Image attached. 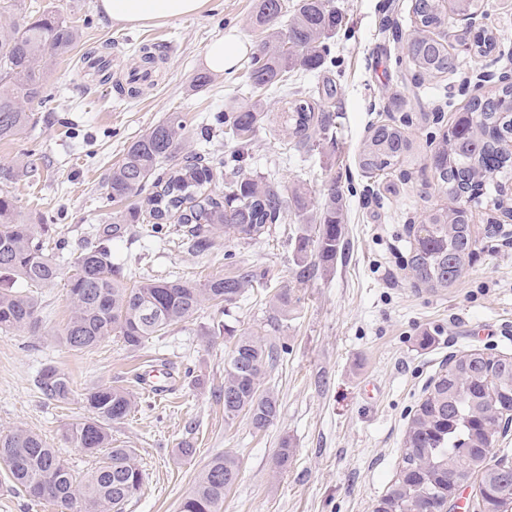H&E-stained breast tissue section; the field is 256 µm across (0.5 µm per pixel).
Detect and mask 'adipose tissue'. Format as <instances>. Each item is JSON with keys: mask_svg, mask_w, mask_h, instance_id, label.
Listing matches in <instances>:
<instances>
[{"mask_svg": "<svg viewBox=\"0 0 512 512\" xmlns=\"http://www.w3.org/2000/svg\"><path fill=\"white\" fill-rule=\"evenodd\" d=\"M209 0H100L102 13L115 23L146 24L190 16Z\"/></svg>", "mask_w": 512, "mask_h": 512, "instance_id": "adipose-tissue-1", "label": "adipose tissue"}]
</instances>
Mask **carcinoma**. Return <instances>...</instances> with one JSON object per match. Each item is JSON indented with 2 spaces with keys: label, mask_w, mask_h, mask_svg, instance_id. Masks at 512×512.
<instances>
[{
  "label": "carcinoma",
  "mask_w": 512,
  "mask_h": 512,
  "mask_svg": "<svg viewBox=\"0 0 512 512\" xmlns=\"http://www.w3.org/2000/svg\"><path fill=\"white\" fill-rule=\"evenodd\" d=\"M485 0H452L459 15L476 13ZM416 24L406 39L409 63L420 76L448 72V45L434 31L448 24L443 0H414ZM288 14L285 0H257L255 24L266 33L248 65L241 100L214 117L224 138L238 151L247 150L266 116V99L288 93V74L315 71L330 61L331 40L343 17L329 0H296L287 28L278 24ZM80 38L77 26L48 12L33 21L0 23V141L26 136L32 114L24 104L42 96L49 59L67 54ZM467 50L486 56L495 48L489 31L464 38ZM289 150L303 152L334 128L325 106L296 99L281 113ZM185 123L178 112L168 115L133 141L112 167L109 195L123 200L156 188L147 209L133 208L113 218L68 262L48 251L41 227L21 222L14 197L0 189V333L23 331L36 323L38 299L31 288H48L66 280L72 306L62 332L72 351H85L119 337L130 350L140 349L168 327L192 317L206 302L231 305L246 293L255 274L241 269L204 284L175 279L141 278L128 285L123 267L112 262L105 242L120 236L125 224H188L193 248L205 252L212 235L258 239L281 221L285 200L273 182L245 174L240 167L225 173L224 197L207 193L218 175L204 154L185 150ZM512 84L471 102L443 135L432 156L437 185L453 206L431 208L412 228L410 267L422 285L433 290L452 287L474 255L476 240L470 217L481 204L508 208L512 185ZM412 142L404 128H373L358 154L366 173L382 175L405 161ZM314 235L295 239V276L309 278L316 264L330 266L341 249V213L336 189L315 219ZM232 346L224 357V419L245 415L252 426H269L279 415L274 393L262 388L279 353L267 338L245 328L221 325ZM39 387L49 401L64 402L73 393L70 378L55 367L42 370ZM92 415L68 424L64 436L73 447L103 458L82 479L39 434L23 428L0 434V459L8 464L9 481L35 501H48L60 512H124L140 492L144 471L137 454L112 440V424L137 406L127 389L98 385L84 393ZM512 410V357L471 351L449 362L416 409L404 441L396 478L374 504V512H448L456 480L478 479L481 512H506L512 505V466L495 457L501 416ZM240 465L231 453L218 456L203 470L179 512H224V495L237 482Z\"/></svg>",
  "instance_id": "1"
}]
</instances>
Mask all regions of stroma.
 Returning <instances> with one entry per match:
<instances>
[{"label": "stroma", "instance_id": "35a3bbf8", "mask_svg": "<svg viewBox=\"0 0 512 512\" xmlns=\"http://www.w3.org/2000/svg\"><path fill=\"white\" fill-rule=\"evenodd\" d=\"M98 3L0 0V22L55 11L81 30L72 50L54 59L43 100L26 103L34 115L28 134L0 141V170L8 174L0 186L14 196L25 223L46 226L49 252L63 258L126 211L127 202L109 196L112 167L167 114L181 113L188 148L232 162L233 144L210 125L236 99L246 68L214 74L200 90L194 78L206 70V47L216 37L231 32L252 49L261 38L252 23L255 0H209L197 15L146 26L111 23ZM330 3L347 22L331 47L335 61L303 73L297 89L304 99L333 85L324 101L336 116L332 138L286 156L288 137L276 118L284 100L277 97L241 166L258 180H275L284 193L301 189L314 209L335 188L343 243L335 264L296 280L294 243L306 225L291 206L268 236L239 240L220 233L202 254L186 237L171 240L132 224L112 239L110 251L114 261L129 264L133 278L204 283L248 268L257 274L252 288L229 314L202 306L137 351L116 337L83 352L66 347L60 334L71 306L60 284L40 290L35 327L0 334V433L19 426L40 434L76 475L97 464L63 435L67 424L88 416L84 393L112 384L136 396L135 412L112 427L145 472L142 491L125 512H178L198 475L227 452L238 458L240 476L224 496V512H372L397 475L405 432L427 385L450 357L472 350L512 357V222L490 231L492 211L474 209L476 253L448 290L416 283L408 266L411 227L426 209L449 204L431 169L434 139L476 91L512 79V0H489L481 23L495 32L499 55L477 64L449 40L455 69L424 82L403 49L411 0ZM146 43L154 45L157 64L132 96L125 66ZM91 52L111 54L109 84L85 73L82 60ZM402 119L409 122L412 157L387 174L367 176L357 154L369 127ZM282 290L292 297L285 317L270 307ZM220 321L257 330L282 350L265 379L280 413L264 429L243 416L224 419L217 393L229 345L211 333ZM48 365L71 378L69 400L41 395L37 379ZM163 366L174 383L159 398L140 388L137 375ZM285 441L291 454L282 467ZM185 442L193 456L180 455Z\"/></svg>", "mask_w": 512, "mask_h": 512}]
</instances>
